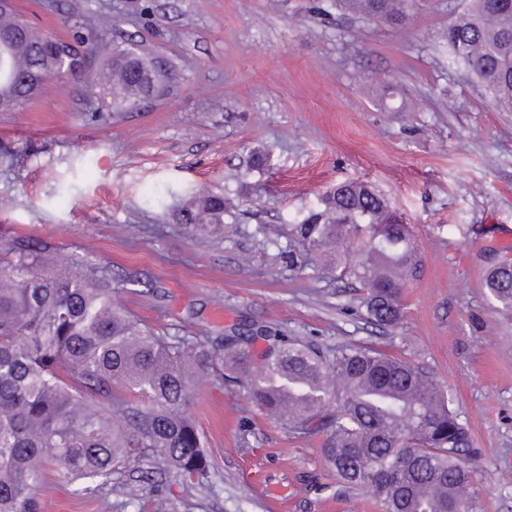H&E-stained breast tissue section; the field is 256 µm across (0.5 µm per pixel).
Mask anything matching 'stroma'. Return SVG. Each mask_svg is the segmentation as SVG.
I'll return each instance as SVG.
<instances>
[{"mask_svg": "<svg viewBox=\"0 0 512 512\" xmlns=\"http://www.w3.org/2000/svg\"><path fill=\"white\" fill-rule=\"evenodd\" d=\"M84 2L122 18L108 38L133 35L161 92L102 112L53 80L0 112V244L108 267L117 304L176 340L266 325L419 364L469 429L473 512H512V318L485 286L512 259V112L439 42L469 0H425L401 32L335 0ZM356 179L403 213L421 259L393 329L348 314L350 284L288 233L326 187ZM201 189L232 201L224 238L188 237L169 215ZM191 411L210 460L200 486L140 459L133 498H80L50 470L42 512H268L270 492L288 512H380L320 439L245 391L198 380Z\"/></svg>", "mask_w": 512, "mask_h": 512, "instance_id": "35a3bbf8", "label": "stroma"}]
</instances>
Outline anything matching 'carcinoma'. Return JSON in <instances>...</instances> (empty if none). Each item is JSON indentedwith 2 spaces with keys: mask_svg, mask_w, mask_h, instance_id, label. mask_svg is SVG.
Returning a JSON list of instances; mask_svg holds the SVG:
<instances>
[{
  "mask_svg": "<svg viewBox=\"0 0 512 512\" xmlns=\"http://www.w3.org/2000/svg\"><path fill=\"white\" fill-rule=\"evenodd\" d=\"M419 0H336L340 10L407 24ZM70 38L43 32L18 11L0 13V97L32 104L44 82L68 70L90 101L111 112L158 87L154 65L132 38L115 43L107 21L66 0ZM498 105L512 109V0H470L441 36ZM105 61L92 70L91 62ZM227 202L200 193L171 213L192 238L224 236ZM309 252L342 244L352 258L358 307L390 329L404 317L402 290L419 257L408 225L366 181L339 183L291 228ZM500 312L512 314V261L486 279ZM110 270L18 240L0 258V512H39L46 465L86 498L133 496L112 480L133 458L157 460L188 488L209 461L190 412L192 384L210 375L245 388L269 417L323 439L322 455L353 490L372 488L382 512H473L468 429L447 392L419 365L359 344L324 347L280 331L234 328L172 340L112 300ZM262 341L261 355L253 345Z\"/></svg>",
  "mask_w": 512,
  "mask_h": 512,
  "instance_id": "1",
  "label": "carcinoma"
}]
</instances>
